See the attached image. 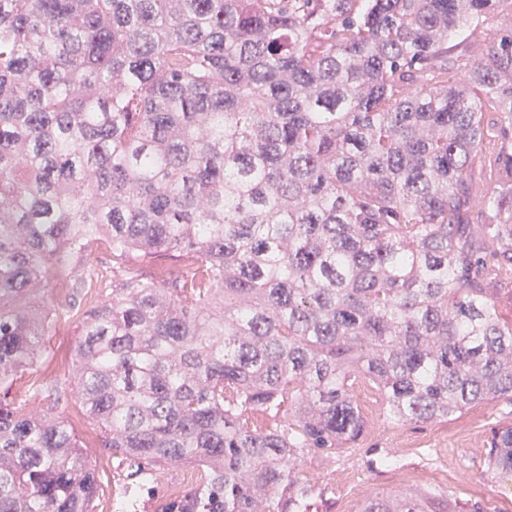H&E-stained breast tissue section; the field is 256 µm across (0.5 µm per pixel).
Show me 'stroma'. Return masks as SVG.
Listing matches in <instances>:
<instances>
[{"instance_id": "1", "label": "stroma", "mask_w": 512, "mask_h": 512, "mask_svg": "<svg viewBox=\"0 0 512 512\" xmlns=\"http://www.w3.org/2000/svg\"><path fill=\"white\" fill-rule=\"evenodd\" d=\"M502 17H490L467 40L465 50L449 54L453 77L465 75L481 57L490 37L506 26ZM61 287L49 289L47 305L55 311L45 352L34 370L13 382L11 394L23 397L30 408L46 407L43 391L55 383L71 384L76 337L85 312L112 296V252L95 245L88 265L67 264ZM364 398L360 410L364 431L355 448L335 455H309L300 464L303 479L318 491L310 512H360L379 492H444L452 504L480 503L485 512H512V476L488 470L487 452L492 428L512 425V401H484L463 409L453 419L433 424L404 425L386 417L378 393L368 384L355 387ZM62 411L70 421L89 461L96 470L98 491L94 512H119L130 465L120 452L105 447L98 426L83 412L76 398ZM395 455V467L375 469L376 453ZM197 484L188 466L161 470L152 490L144 492L136 512H160L174 488L189 491Z\"/></svg>"}]
</instances>
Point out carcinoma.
<instances>
[{"label": "carcinoma", "instance_id": "obj_1", "mask_svg": "<svg viewBox=\"0 0 512 512\" xmlns=\"http://www.w3.org/2000/svg\"><path fill=\"white\" fill-rule=\"evenodd\" d=\"M281 3L0 0V386L43 353L49 269L105 240L76 394L136 484L199 470L164 512H308L298 462L353 447L360 380L402 424L512 402V28L448 76L512 0ZM46 393L0 397V512H92ZM508 17H489L467 39L466 50H456L448 55V68L454 78H462L470 66L481 58V50L485 49L491 38L499 33V29L509 25ZM491 34V38L488 36Z\"/></svg>", "mask_w": 512, "mask_h": 512}]
</instances>
